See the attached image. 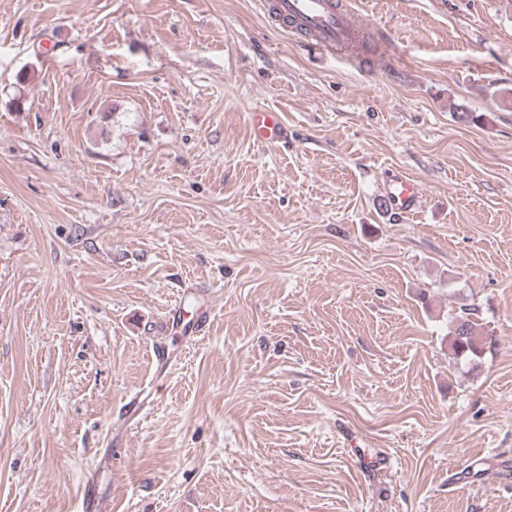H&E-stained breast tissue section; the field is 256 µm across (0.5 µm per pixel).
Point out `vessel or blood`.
I'll use <instances>...</instances> for the list:
<instances>
[{
    "label": "vessel or blood",
    "mask_w": 512,
    "mask_h": 512,
    "mask_svg": "<svg viewBox=\"0 0 512 512\" xmlns=\"http://www.w3.org/2000/svg\"><path fill=\"white\" fill-rule=\"evenodd\" d=\"M266 11L284 31L301 40L302 47L316 55H344L356 43L363 25L343 0H266ZM254 138L264 145L286 141L287 129L279 113L253 108L248 114ZM390 215L405 218L420 205L421 183L412 177L391 176L384 183Z\"/></svg>",
    "instance_id": "obj_1"
}]
</instances>
